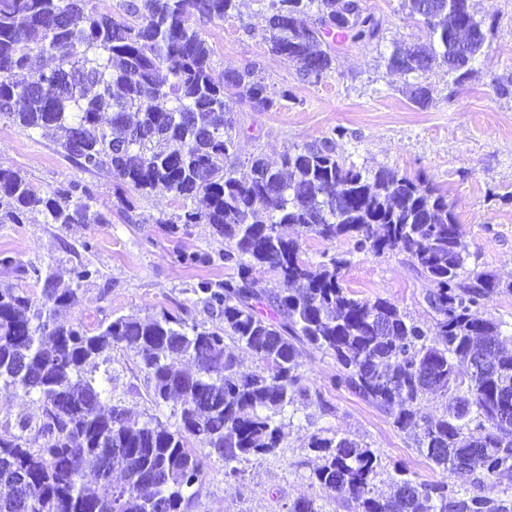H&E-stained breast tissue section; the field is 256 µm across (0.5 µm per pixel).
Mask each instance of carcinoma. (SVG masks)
I'll return each mask as SVG.
<instances>
[{"label": "carcinoma", "instance_id": "1", "mask_svg": "<svg viewBox=\"0 0 512 512\" xmlns=\"http://www.w3.org/2000/svg\"><path fill=\"white\" fill-rule=\"evenodd\" d=\"M99 2L0 0V119L54 143L82 172L106 173L141 194L164 187L183 210L156 223L214 226L237 278L201 285L222 323L209 330L169 314L119 316L92 331L56 324L57 311L75 305L78 287L96 274L83 264L72 270L75 287L47 285L36 308L26 292L1 288L0 386L36 396L40 415L0 432V512H191L204 482L191 441L226 466L275 453L283 428L275 415L292 402L307 349L334 356L338 379L442 471H475L480 484L512 472V336L477 311L512 293V283L466 268L470 253L448 193L389 168L348 163L329 138L288 149L277 167L261 155L237 162L235 107L271 112L290 98L270 89L257 63L215 73L199 22L236 15L239 0H120L114 12ZM402 7L417 21L431 15L427 41L395 44L387 68L401 75L443 68L452 85L469 80L494 29L471 0ZM310 11L315 26L306 29ZM260 15L268 51L311 82L334 69L327 37L384 38L363 0H268ZM450 17L475 33L469 49L452 42ZM41 57L54 65L34 69ZM410 98L420 109L434 102L421 84ZM32 221L110 219L86 185L70 180L41 191L1 167L0 224ZM284 224L327 242L348 238L373 255L406 254L431 284L424 300L434 333L390 299L354 297L343 286L346 259L304 261ZM266 267L279 276L272 291L254 287V273ZM233 345L259 370L239 371ZM115 346L139 359L155 400H178L176 428L133 422L104 397L92 367ZM485 352L491 369L470 374ZM429 393L449 406L439 417L422 415ZM31 429L43 446H28ZM309 448L321 454L313 472L319 488L352 512H512V502L480 489L450 496L444 483H416L402 470L390 477V492L377 495L381 460L372 450L338 432L312 435ZM116 471L123 481L112 480Z\"/></svg>", "mask_w": 512, "mask_h": 512}]
</instances>
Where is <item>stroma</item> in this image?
Instances as JSON below:
<instances>
[{"label":"stroma","instance_id":"35a3bbf8","mask_svg":"<svg viewBox=\"0 0 512 512\" xmlns=\"http://www.w3.org/2000/svg\"><path fill=\"white\" fill-rule=\"evenodd\" d=\"M364 5L381 20L383 40L340 44L335 70L316 83L302 80L291 63L269 53L257 16L259 0H242L233 18L203 23L216 70L257 62L271 88L290 94L275 112L237 106L239 159L261 154L275 160L292 146L330 138L346 162L426 178L448 193L469 246V268L512 281V93L497 95L492 86L493 78L512 75V0H473L478 17L494 31L476 76L454 89L441 69L391 74L385 59L394 42L417 43L426 35L403 12L401 0H364ZM417 83L432 86L431 108L422 110L410 101L407 90ZM0 167L20 171L39 190L68 180L89 184L98 207L112 213L107 224H0V260H14L10 267L0 264V288L19 287L38 300L45 282L23 275L24 267H41L64 286L72 268L86 264L97 274L82 283L79 303L62 311L59 322L93 329L119 316L168 313L190 326L218 327L199 286L224 282L236 271L225 264L224 239L211 225L181 224L172 231L161 224V217L182 211L172 193L160 187L144 195L117 188L110 176L81 172L52 143L3 120ZM127 200L132 203L128 209L123 206ZM287 232L299 237L302 257L311 264L348 259L344 286L356 297L391 299L410 319L433 326L423 299L428 283L405 254L359 252L352 240L328 243L296 226ZM300 362L294 400L277 416L284 433L280 448L261 458H240L230 473L223 461L205 458V483L193 512H287L289 503L302 496L315 498L322 512H349L343 500L321 492L313 476L319 459L308 446L312 435L337 431L380 458L376 493L388 492V476L398 469L420 483L447 480L452 493L474 490V475H442L383 410L341 384L333 356L307 350ZM94 374L107 376L113 402L136 420L177 424L178 403L155 402L132 352L114 348L106 369Z\"/></svg>","mask_w":512,"mask_h":512}]
</instances>
